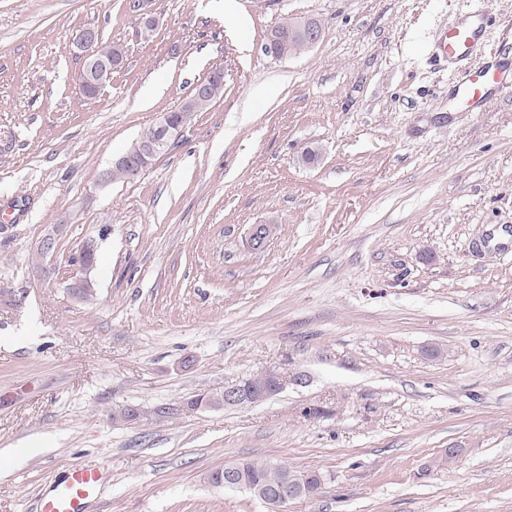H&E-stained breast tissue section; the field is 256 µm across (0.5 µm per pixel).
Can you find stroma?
<instances>
[{"label": "stroma", "instance_id": "1", "mask_svg": "<svg viewBox=\"0 0 512 512\" xmlns=\"http://www.w3.org/2000/svg\"><path fill=\"white\" fill-rule=\"evenodd\" d=\"M147 8L144 38L125 0H0V512L79 466L95 512H269L211 483L241 459L322 475L285 512H512V252L489 241L512 235V94L453 93L512 50V0ZM477 9L481 48L436 58ZM288 19L320 40L267 55ZM82 26L126 48L93 98ZM217 68L178 144L101 182ZM95 236L82 302L67 258ZM265 369L289 384L263 403L187 406Z\"/></svg>", "mask_w": 512, "mask_h": 512}]
</instances>
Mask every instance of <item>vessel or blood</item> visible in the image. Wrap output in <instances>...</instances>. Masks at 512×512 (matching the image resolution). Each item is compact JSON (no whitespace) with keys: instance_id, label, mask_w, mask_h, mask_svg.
<instances>
[{"instance_id":"1","label":"vessel or blood","mask_w":512,"mask_h":512,"mask_svg":"<svg viewBox=\"0 0 512 512\" xmlns=\"http://www.w3.org/2000/svg\"><path fill=\"white\" fill-rule=\"evenodd\" d=\"M486 18L476 11L466 16L455 27L445 32L438 44L442 55L451 60L467 57L476 43L483 38ZM512 93V64L498 62L478 74L467 76L456 89L471 111H479L491 90ZM102 481L96 467L71 470L63 481L54 483L48 494L38 499L37 512H89Z\"/></svg>"}]
</instances>
